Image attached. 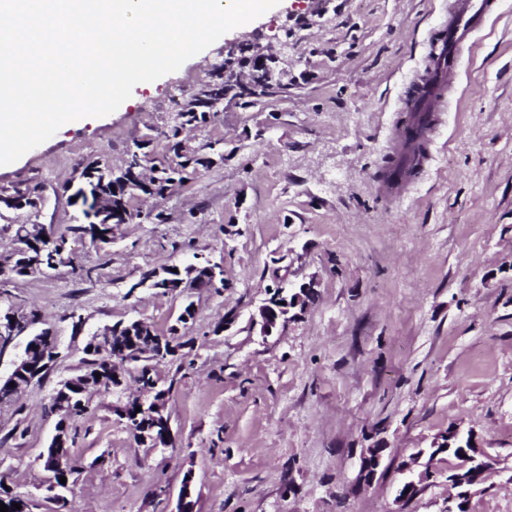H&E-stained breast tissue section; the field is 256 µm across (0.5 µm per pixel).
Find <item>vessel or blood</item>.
<instances>
[{"label":"vessel or blood","instance_id":"b4317fda","mask_svg":"<svg viewBox=\"0 0 512 512\" xmlns=\"http://www.w3.org/2000/svg\"><path fill=\"white\" fill-rule=\"evenodd\" d=\"M493 4L494 0H452L447 17L431 30L424 70L412 80V90L403 101L404 111L424 127H432L442 111L446 84Z\"/></svg>","mask_w":512,"mask_h":512}]
</instances>
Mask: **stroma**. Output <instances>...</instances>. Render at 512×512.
<instances>
[{"label":"stroma","mask_w":512,"mask_h":512,"mask_svg":"<svg viewBox=\"0 0 512 512\" xmlns=\"http://www.w3.org/2000/svg\"><path fill=\"white\" fill-rule=\"evenodd\" d=\"M448 0H280L179 70L134 87L115 112L63 125L17 162L0 191L45 188L39 215L0 207V264L17 225L66 234L79 174L119 167L136 141L161 156L170 117L207 80L225 43L288 47V91L225 105L183 137L224 142L161 210L112 228L45 274L0 273V315L36 312L59 356L38 382L0 403V486L30 512H55L41 456L56 432L60 381L80 374L90 336L142 319L179 326L180 349L155 363L169 388L174 443H138L119 416L138 397L93 394L78 422L69 512H177L192 473L195 512H448V470L428 450L473 434L490 462L467 512H512V0H499L427 135L432 160L401 192L379 189L397 147L405 88ZM222 264L224 291L141 287L152 269ZM314 281L317 298L272 335L253 315L274 288ZM193 306L187 322L179 317ZM27 335L0 352V369ZM383 454L373 483L366 449ZM414 480L407 503L399 487Z\"/></svg>","instance_id":"obj_1"}]
</instances>
